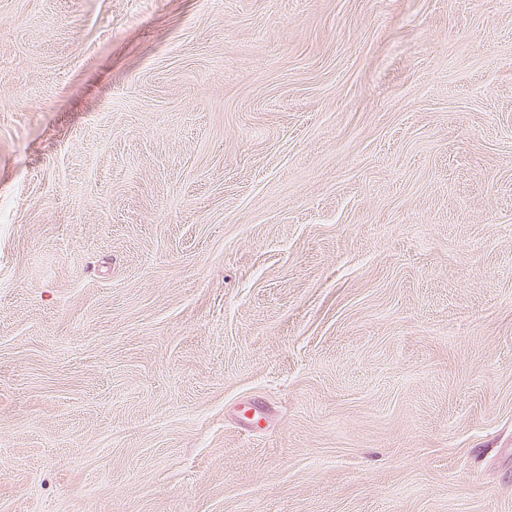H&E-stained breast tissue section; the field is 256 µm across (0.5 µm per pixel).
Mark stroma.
<instances>
[{"label":"stroma","mask_w":512,"mask_h":512,"mask_svg":"<svg viewBox=\"0 0 512 512\" xmlns=\"http://www.w3.org/2000/svg\"><path fill=\"white\" fill-rule=\"evenodd\" d=\"M0 512H512V0H0Z\"/></svg>","instance_id":"1"}]
</instances>
